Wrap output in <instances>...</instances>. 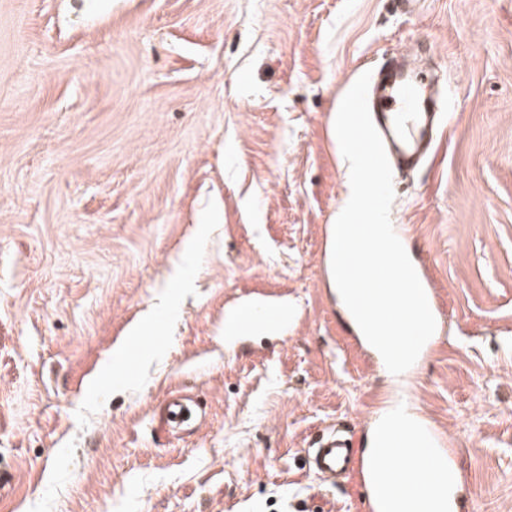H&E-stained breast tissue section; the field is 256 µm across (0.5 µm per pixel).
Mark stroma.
Here are the masks:
<instances>
[{
    "label": "stroma",
    "mask_w": 512,
    "mask_h": 512,
    "mask_svg": "<svg viewBox=\"0 0 512 512\" xmlns=\"http://www.w3.org/2000/svg\"><path fill=\"white\" fill-rule=\"evenodd\" d=\"M403 47L436 55L450 118L393 177L438 294L414 413L464 512H512V0H0V512H366L306 450L396 384L327 236L340 103ZM263 298L288 329L225 342ZM178 392L194 421L161 429ZM432 443L427 448H430L426 455L422 469H436L443 465H449L455 456V448H451L450 443L442 440L438 431L434 427H428Z\"/></svg>",
    "instance_id": "stroma-1"
}]
</instances>
